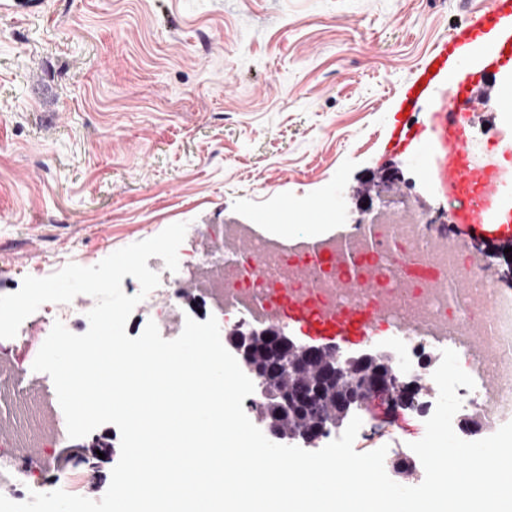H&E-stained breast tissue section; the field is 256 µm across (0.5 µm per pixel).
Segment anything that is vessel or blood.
<instances>
[{
    "instance_id": "vessel-or-blood-1",
    "label": "vessel or blood",
    "mask_w": 512,
    "mask_h": 512,
    "mask_svg": "<svg viewBox=\"0 0 512 512\" xmlns=\"http://www.w3.org/2000/svg\"><path fill=\"white\" fill-rule=\"evenodd\" d=\"M483 47L481 78L469 73L465 61L473 45ZM512 73V0H486L479 12L455 26L447 39L428 54L415 77L397 93L398 111L417 112L429 102L428 119L422 130L407 122L393 124L388 139L392 150L409 152L422 164L421 172L441 196L460 199L449 221L487 239L512 237V205L502 178L504 161H512V140L497 141L492 161L472 159L465 114L480 111L485 98H492L500 111L512 112V82L502 74ZM385 315L374 310L368 316L340 314L322 320L304 308L288 309V326L310 344L333 342L356 345L367 340Z\"/></svg>"
}]
</instances>
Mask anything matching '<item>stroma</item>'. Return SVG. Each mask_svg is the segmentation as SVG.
<instances>
[{
    "label": "stroma",
    "mask_w": 512,
    "mask_h": 512,
    "mask_svg": "<svg viewBox=\"0 0 512 512\" xmlns=\"http://www.w3.org/2000/svg\"><path fill=\"white\" fill-rule=\"evenodd\" d=\"M481 0H43L0 14V292L91 267L167 226L228 221L348 230L358 190L416 162L390 150L395 94ZM39 327L0 351L20 383ZM51 454L77 495L113 462Z\"/></svg>",
    "instance_id": "35a3bbf8"
}]
</instances>
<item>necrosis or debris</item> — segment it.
I'll return each instance as SVG.
<instances>
[{"label": "necrosis or debris", "mask_w": 512, "mask_h": 512, "mask_svg": "<svg viewBox=\"0 0 512 512\" xmlns=\"http://www.w3.org/2000/svg\"><path fill=\"white\" fill-rule=\"evenodd\" d=\"M449 212L446 205L433 211L419 208L413 197L401 195L385 217L371 218V234L355 223L349 231L350 247L324 235L313 253L305 249L311 240L305 224L268 234L255 232L249 224H213L207 233L209 248L189 250L180 264L192 276L210 266L221 267V279L205 283L189 303L181 297V279L166 277L143 304L164 333L177 336L192 307L201 309L205 320H225L238 313L242 324L250 310L259 309L272 325L284 323V310L296 300L318 317L386 301L400 303L413 323L393 336L403 359L402 375L432 383L443 350H455L476 383L471 390L458 387L462 407L494 432L512 422V290L490 277L482 244L448 234ZM239 235L251 237V252L225 247V238ZM455 280L466 286L460 306L449 301L445 288ZM464 329L481 331L479 347L461 338ZM492 370L502 382L490 395L483 380ZM436 402V395L421 394L410 406L381 410L376 403L366 404L359 412L357 443L395 440L402 423L425 424ZM51 471L50 462L28 455L20 442L0 452V480L18 485L20 500L46 492Z\"/></svg>", "instance_id": "4bbe7bcc"}]
</instances>
